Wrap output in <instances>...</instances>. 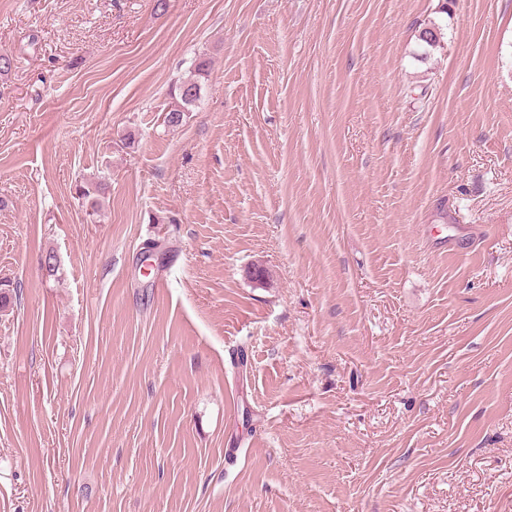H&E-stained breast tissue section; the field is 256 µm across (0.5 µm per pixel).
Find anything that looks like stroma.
<instances>
[{
    "instance_id": "obj_1",
    "label": "stroma",
    "mask_w": 512,
    "mask_h": 512,
    "mask_svg": "<svg viewBox=\"0 0 512 512\" xmlns=\"http://www.w3.org/2000/svg\"><path fill=\"white\" fill-rule=\"evenodd\" d=\"M0 51V512H512V0H0ZM200 90L201 87L198 82V78H188L176 83L174 87V95L178 100L166 113L165 122L171 126L181 124L184 112H187L189 107L198 100Z\"/></svg>"
}]
</instances>
